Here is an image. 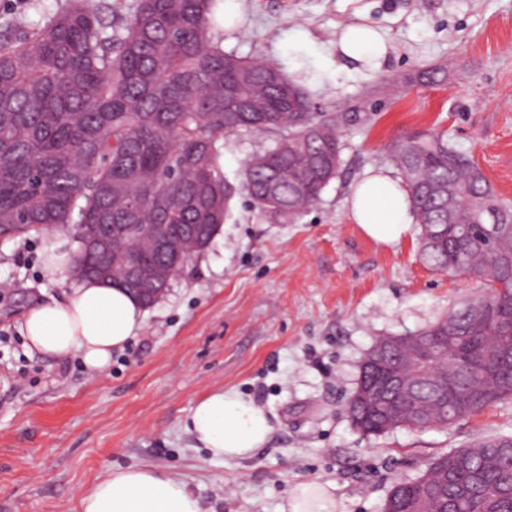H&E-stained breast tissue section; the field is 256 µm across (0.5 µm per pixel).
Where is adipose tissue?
I'll use <instances>...</instances> for the list:
<instances>
[{
    "instance_id": "1",
    "label": "adipose tissue",
    "mask_w": 512,
    "mask_h": 512,
    "mask_svg": "<svg viewBox=\"0 0 512 512\" xmlns=\"http://www.w3.org/2000/svg\"><path fill=\"white\" fill-rule=\"evenodd\" d=\"M388 47L372 26L352 24L341 30L336 55L358 62H380ZM350 213L361 231L376 243L401 242L415 221L408 193L392 172L371 173L353 189ZM143 306L128 290L98 281L81 282L61 303L32 307L22 333L29 352L57 358L78 352L95 372L109 368L113 351L136 338ZM186 430L212 459H245L269 440L274 427L266 409L233 389L216 390L198 401ZM80 512H203L186 482L154 466L113 470L83 493ZM279 512H336L325 484L297 482Z\"/></svg>"
}]
</instances>
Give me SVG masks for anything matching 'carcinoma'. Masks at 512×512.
Wrapping results in <instances>:
<instances>
[{"label": "carcinoma", "mask_w": 512, "mask_h": 512, "mask_svg": "<svg viewBox=\"0 0 512 512\" xmlns=\"http://www.w3.org/2000/svg\"><path fill=\"white\" fill-rule=\"evenodd\" d=\"M217 0H136L116 25L99 0H67L40 27L6 24L0 34V239L81 224L89 237L114 224H162L161 241L112 236V273L135 284V264L158 288L184 268L183 245L206 250L230 201L244 193L290 221L316 204L336 176V118L275 64L226 53L213 28ZM277 135L253 155L242 179H224V137ZM419 224L421 256L437 271H461L486 294L414 332L429 343L418 409L394 413L397 427L445 429L512 399V206L483 171L433 132L396 141ZM88 277L99 264L78 241ZM365 435L389 432L384 410L349 403ZM382 512H512V434L478 438L396 483Z\"/></svg>", "instance_id": "1"}]
</instances>
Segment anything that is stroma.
<instances>
[{"label": "stroma", "mask_w": 512, "mask_h": 512, "mask_svg": "<svg viewBox=\"0 0 512 512\" xmlns=\"http://www.w3.org/2000/svg\"><path fill=\"white\" fill-rule=\"evenodd\" d=\"M65 0H0V23L42 25ZM371 24L380 67L336 56V37ZM224 52L277 64L318 111L340 116L337 176L297 222L235 196L220 234L147 308L136 339L102 373L79 354L28 352L22 325L76 281L42 267L45 235L0 241V512H79L110 471L157 466L185 481L203 512H277L290 486L326 484L336 512H381L392 486L478 437L512 434V402L441 430L363 435L344 407L374 340L419 330L481 294L482 283L428 267L418 230L381 245L354 224L348 198L390 148L445 134L512 204V0H247L243 23L216 27ZM444 67L445 80L420 79ZM268 133L226 137L237 182ZM235 389L274 431L245 460L217 462L183 423L206 394Z\"/></svg>", "instance_id": "stroma-1"}]
</instances>
